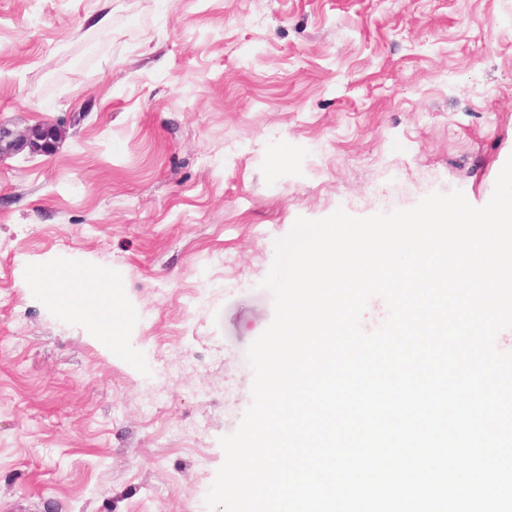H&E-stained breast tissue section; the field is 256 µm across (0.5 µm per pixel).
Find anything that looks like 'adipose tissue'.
I'll return each mask as SVG.
<instances>
[{
    "instance_id": "1",
    "label": "adipose tissue",
    "mask_w": 512,
    "mask_h": 512,
    "mask_svg": "<svg viewBox=\"0 0 512 512\" xmlns=\"http://www.w3.org/2000/svg\"><path fill=\"white\" fill-rule=\"evenodd\" d=\"M26 284L38 299L63 314L85 319L97 338L126 347L129 315L117 283L101 281L89 269L38 262L30 266Z\"/></svg>"
}]
</instances>
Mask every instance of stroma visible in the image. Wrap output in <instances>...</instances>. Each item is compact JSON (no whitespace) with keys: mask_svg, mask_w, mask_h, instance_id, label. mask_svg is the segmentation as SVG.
I'll return each instance as SVG.
<instances>
[{"mask_svg":"<svg viewBox=\"0 0 512 512\" xmlns=\"http://www.w3.org/2000/svg\"><path fill=\"white\" fill-rule=\"evenodd\" d=\"M76 113L0 158V512H208L276 240L490 200L512 0H0V124ZM35 261L122 284L133 352L33 297Z\"/></svg>","mask_w":512,"mask_h":512,"instance_id":"1","label":"stroma"}]
</instances>
